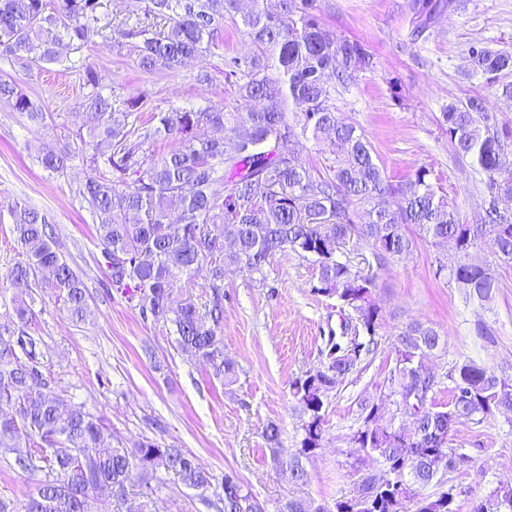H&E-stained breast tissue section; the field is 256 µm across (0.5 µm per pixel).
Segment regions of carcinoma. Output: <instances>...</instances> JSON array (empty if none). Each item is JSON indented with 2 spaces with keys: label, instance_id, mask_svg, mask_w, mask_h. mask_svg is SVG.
I'll return each mask as SVG.
<instances>
[{
  "label": "carcinoma",
  "instance_id": "obj_1",
  "mask_svg": "<svg viewBox=\"0 0 512 512\" xmlns=\"http://www.w3.org/2000/svg\"><path fill=\"white\" fill-rule=\"evenodd\" d=\"M457 7V0H410L414 39L426 37ZM101 8V0H55L53 8L50 0H0V52L16 56L26 70L54 62L56 41L41 33L61 25L68 42L80 46L94 32ZM228 23L251 47L243 56L224 52V82L233 92L228 108L171 107L154 115L151 125L141 119L144 93L107 96L97 72L84 71L90 91L83 107L93 119L84 142L91 174L79 181L78 194L92 214L110 287L137 302L144 319L166 327L181 350L228 383L236 381L237 367L224 355L221 336L226 273L260 274L278 252L313 261L314 292L336 297L347 317L341 334L327 338L322 367L292 381L303 415L301 447L286 455L279 425L270 422L263 430L274 465L300 481L303 460L322 447L330 393L378 346L376 277L339 254L362 241L385 262L408 256L419 240L443 243L454 266L440 265L435 275H445L470 301L490 300L499 288L495 271L471 265L469 255L484 245L498 261L512 263V170L501 165L512 130L499 125L494 108L480 97L443 108L441 129L485 176L476 222L462 224L435 191L428 169L390 182L359 126L336 111V89L372 60L365 46L338 37L320 20L314 0H280L277 12L264 0H146L143 17L109 30L107 39L131 44L146 72L174 70L224 46ZM467 54L471 72L490 82L512 74V50L479 42ZM2 100L37 124L47 120L15 83L0 79ZM160 136H175L181 146L156 161L148 149ZM309 137L342 145L341 154L315 174L299 160ZM36 160L57 173L67 168L68 153L48 144ZM102 164L111 178L95 174ZM10 216L25 260L10 272L22 287L12 298L17 325L0 327V452L12 455L20 471L43 477L19 509L0 497V512H113L127 501L135 469L143 498L138 512H157L151 482L162 471L199 491L216 512H266L235 475L224 474L216 485L180 448L107 442L102 419L54 391L39 342L25 331L32 318L27 297L35 291L61 296L80 319L86 286L55 250L46 214L17 203ZM203 267L211 299L201 305L181 282ZM444 348L434 327L407 325L390 371L389 417H377L372 402H362L351 437L356 453L382 468L357 469L354 495L332 510L290 497L280 512H407L409 504L414 512H458L454 486L424 490L442 485L439 473L470 462L449 446L459 425L512 414V374L471 359L455 362L446 374L451 399L442 407L434 397L442 380L420 375L415 365ZM471 512H512V484L471 495Z\"/></svg>",
  "mask_w": 512,
  "mask_h": 512
}]
</instances>
